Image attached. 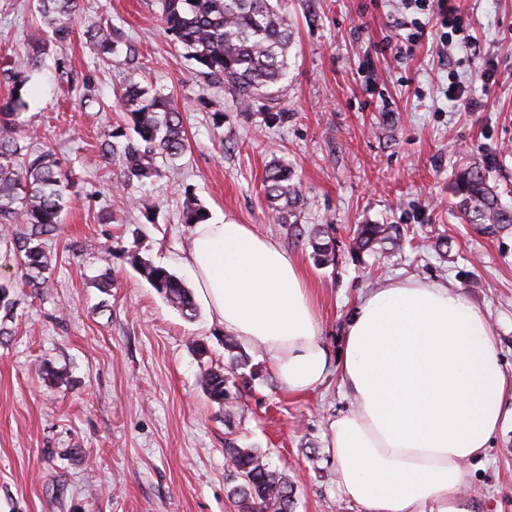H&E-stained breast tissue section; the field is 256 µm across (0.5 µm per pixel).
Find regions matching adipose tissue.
Instances as JSON below:
<instances>
[{
	"mask_svg": "<svg viewBox=\"0 0 512 512\" xmlns=\"http://www.w3.org/2000/svg\"><path fill=\"white\" fill-rule=\"evenodd\" d=\"M212 321L260 345L291 394L337 371L350 400L327 427L338 492L364 512H474L470 466L512 399L485 314L455 285L407 278L355 306L330 364L299 265L250 225H194L185 258Z\"/></svg>",
	"mask_w": 512,
	"mask_h": 512,
	"instance_id": "adipose-tissue-1",
	"label": "adipose tissue"
}]
</instances>
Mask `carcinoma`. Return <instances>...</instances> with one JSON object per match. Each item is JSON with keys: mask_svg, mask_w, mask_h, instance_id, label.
Instances as JSON below:
<instances>
[{"mask_svg": "<svg viewBox=\"0 0 512 512\" xmlns=\"http://www.w3.org/2000/svg\"><path fill=\"white\" fill-rule=\"evenodd\" d=\"M161 21L172 40L188 50L199 63L207 85L222 87L244 109L261 99L271 100L288 78V50L292 31L280 0H159ZM80 10L79 0H38L37 12L52 41L70 39ZM90 59L98 64L117 52L112 26L87 31ZM47 44L31 42L17 63L0 70V82L9 86V96L0 101V225L22 224L26 231L4 237L13 251L17 268L29 288L43 284L48 259L38 243L40 237L62 223L66 196L72 180L51 150L39 151L25 131L23 111L29 73L38 69ZM119 107L132 123L134 135L120 127L109 134L100 157L118 164L126 184L143 187L157 175L160 158L175 159L186 147L181 111L165 88L144 85L129 77L116 94ZM488 162L475 161L456 176L451 192L462 219L487 229L512 225V209L501 204L489 184ZM269 207L281 224L304 205L288 165L273 162L264 178ZM209 215L195 196L185 193L182 223L200 224ZM317 228L310 238L314 255L321 263L334 260L331 240ZM402 246L398 228L391 224H361L354 236L355 248L368 251L377 244ZM132 264L174 308L186 317L194 315L192 292L173 272L163 266L132 256ZM243 355H234L224 370L206 369L200 386L220 406L239 398L245 377L239 373ZM224 458L236 512H292L293 485L288 475L270 468L257 448L224 442Z\"/></svg>", "mask_w": 512, "mask_h": 512, "instance_id": "obj_1", "label": "carcinoma"}]
</instances>
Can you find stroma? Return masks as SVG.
<instances>
[{"label": "stroma", "mask_w": 512, "mask_h": 512, "mask_svg": "<svg viewBox=\"0 0 512 512\" xmlns=\"http://www.w3.org/2000/svg\"><path fill=\"white\" fill-rule=\"evenodd\" d=\"M70 42H48L35 0H0V69L27 43L47 41L32 72L25 113L37 146L72 170L64 220L42 237L46 283L23 287L0 244V512H235L224 442L261 449L295 488L294 512H364L337 492L326 453L328 422L348 405L336 374L307 394H288L262 349L249 357L247 391L233 424L199 385L204 368L228 359L224 328L204 308L186 318L156 293L131 255L191 274L193 194L217 221L251 225L294 259L316 298L331 360L365 293L403 278L450 282L487 315L512 374V227L494 234L454 217L449 186L469 158L491 157L490 175L512 206V0H461L463 30L440 59L438 25L412 55H396L401 0H286L293 30L288 80L270 101L283 120L268 126L223 89L162 28L157 0H80ZM112 23L122 49L94 66L84 33ZM144 64L141 82L173 91L187 146L161 160L146 188L125 187L98 146L129 119L116 94L128 76L124 46ZM73 82L61 91L59 75ZM480 101H449L450 79ZM223 113V124L213 122ZM288 163L307 200L292 225L268 209L272 159ZM146 196L150 210L132 206ZM392 224L405 237L358 253L357 225ZM325 227L336 261L317 265L309 236ZM448 241L437 251L431 243ZM204 343L198 355L195 343ZM477 512H512V402L467 488Z\"/></svg>", "instance_id": "35a3bbf8"}]
</instances>
